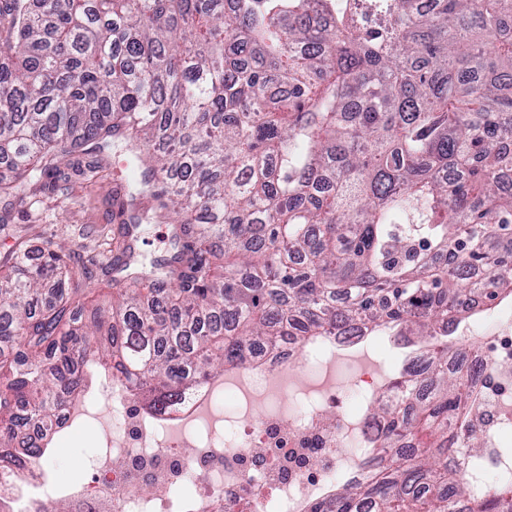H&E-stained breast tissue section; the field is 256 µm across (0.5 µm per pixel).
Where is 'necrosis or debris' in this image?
Here are the masks:
<instances>
[{"mask_svg": "<svg viewBox=\"0 0 512 512\" xmlns=\"http://www.w3.org/2000/svg\"><path fill=\"white\" fill-rule=\"evenodd\" d=\"M366 342L329 333L301 347L279 345L162 414L113 382L99 394L102 411L112 414V437L93 459L89 479L64 485L19 456L0 476V506L37 512L42 497L62 488L69 512H308L328 501L340 481H364L370 452L385 437L372 408L394 395L376 373L360 371L353 383L359 409L339 414L340 396L326 376L309 404L288 400V382L298 367L326 373L337 356ZM448 348L449 362L463 363L477 390L467 418L453 429L464 449L457 478L488 492L512 482V456L503 453L512 434V408L505 404L512 396V309L453 328ZM222 393L237 396L234 414L225 416L223 433L199 434L196 424ZM474 439L486 457L483 472L473 470L465 452Z\"/></svg>", "mask_w": 512, "mask_h": 512, "instance_id": "obj_1", "label": "necrosis or debris"}]
</instances>
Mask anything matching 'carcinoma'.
Segmentation results:
<instances>
[{"instance_id": "obj_1", "label": "carcinoma", "mask_w": 512, "mask_h": 512, "mask_svg": "<svg viewBox=\"0 0 512 512\" xmlns=\"http://www.w3.org/2000/svg\"><path fill=\"white\" fill-rule=\"evenodd\" d=\"M0 0V203L122 139L112 313L62 250L0 258V474L95 366L163 412L252 352L325 332L438 337L512 292V0ZM153 214L136 212L141 197ZM172 225L144 264L138 224ZM448 350L382 405L371 486L311 512H512L454 471L473 397ZM428 429L424 448L418 438Z\"/></svg>"}]
</instances>
